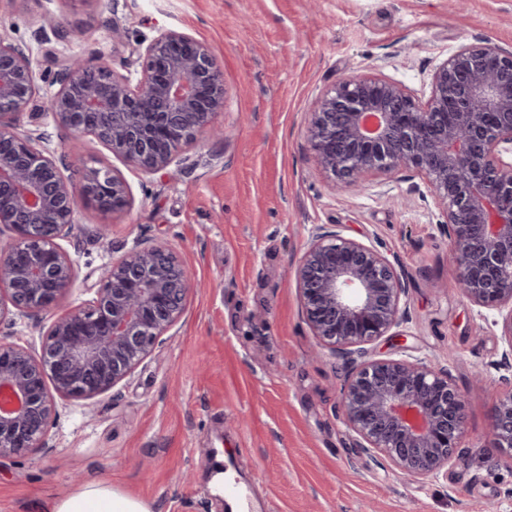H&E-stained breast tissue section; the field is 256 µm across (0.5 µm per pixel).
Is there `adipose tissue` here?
Listing matches in <instances>:
<instances>
[{
    "instance_id": "1",
    "label": "adipose tissue",
    "mask_w": 512,
    "mask_h": 512,
    "mask_svg": "<svg viewBox=\"0 0 512 512\" xmlns=\"http://www.w3.org/2000/svg\"><path fill=\"white\" fill-rule=\"evenodd\" d=\"M47 512H152L146 502L118 492L105 482L88 483L51 502Z\"/></svg>"
}]
</instances>
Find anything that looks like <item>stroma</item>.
<instances>
[{
  "label": "stroma",
  "instance_id": "obj_1",
  "mask_svg": "<svg viewBox=\"0 0 512 512\" xmlns=\"http://www.w3.org/2000/svg\"><path fill=\"white\" fill-rule=\"evenodd\" d=\"M125 32L112 38L113 27ZM62 40L45 45L40 28ZM203 44L225 107L179 147L180 174L145 177L84 137L78 168L108 166L130 187L124 209L80 203L61 241L78 277L63 313L90 299L99 270L138 244L174 249L192 283L181 320L107 393L61 399L47 447L0 457V512H43L105 480L162 512H231L212 481L231 470L253 512H512V450L488 432L500 390L501 317L448 274V233L409 173L337 191L308 144L317 100L366 72L430 96L461 46L512 51V0H0V35L29 45L41 80L19 116L51 149L67 138L45 107L62 60L117 72L161 31ZM393 255L404 277L407 356L447 367L467 400L465 437L447 470L418 482L370 461L338 414L345 369L305 321L296 267L317 226Z\"/></svg>",
  "mask_w": 512,
  "mask_h": 512
}]
</instances>
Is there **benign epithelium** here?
I'll return each instance as SVG.
<instances>
[{
    "label": "benign epithelium",
    "instance_id": "benign-epithelium-1",
    "mask_svg": "<svg viewBox=\"0 0 512 512\" xmlns=\"http://www.w3.org/2000/svg\"><path fill=\"white\" fill-rule=\"evenodd\" d=\"M133 53L137 79L103 61L67 59L47 110L78 146L92 136L143 175L177 174L173 151L192 143L224 111V84L208 49L165 30ZM29 48L0 37V322L35 319L71 289L76 266L61 247L80 202L93 194L129 204V185L108 167L76 183L66 159L40 133L18 128L35 93ZM308 141L335 186L410 170L443 207L448 268L471 303L502 319L501 366L512 370V52L466 45L438 66L425 105L402 85L372 73L340 81L310 113ZM305 321L334 355L352 358L341 414L372 459L425 479L452 464L465 424V399L448 370L419 359L381 357L385 339L405 350L400 308L406 290L380 251L319 228L297 273ZM87 303L55 317L40 350L0 341V457L44 447L55 397L92 400L151 356L182 317L190 276L164 245H137L101 269ZM492 440L512 448V388L496 406Z\"/></svg>",
    "mask_w": 512,
    "mask_h": 512
}]
</instances>
